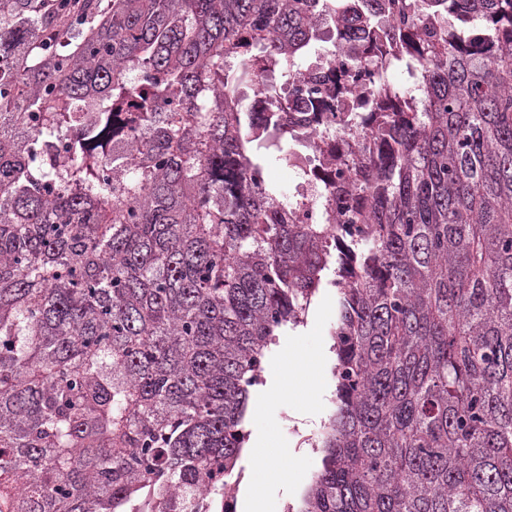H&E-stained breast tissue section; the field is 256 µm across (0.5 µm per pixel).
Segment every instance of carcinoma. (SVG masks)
I'll return each mask as SVG.
<instances>
[{"mask_svg": "<svg viewBox=\"0 0 512 512\" xmlns=\"http://www.w3.org/2000/svg\"><path fill=\"white\" fill-rule=\"evenodd\" d=\"M4 2L0 512H224L266 353L325 284L336 410L287 512H512V0ZM356 32L380 81L307 167L322 81L293 110L239 88ZM266 176L268 181L279 186L284 192L291 193L296 184V169L283 164L271 166Z\"/></svg>", "mask_w": 512, "mask_h": 512, "instance_id": "1", "label": "carcinoma"}]
</instances>
